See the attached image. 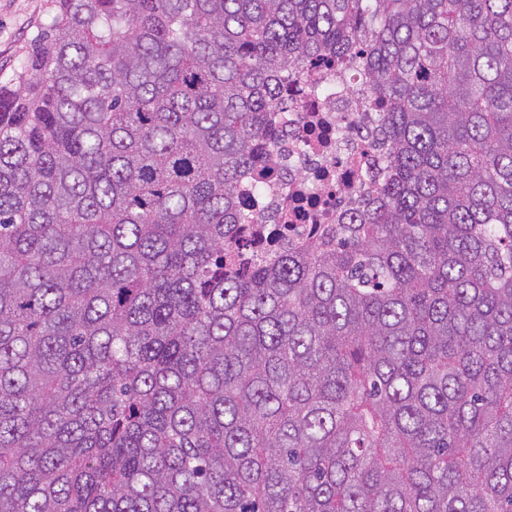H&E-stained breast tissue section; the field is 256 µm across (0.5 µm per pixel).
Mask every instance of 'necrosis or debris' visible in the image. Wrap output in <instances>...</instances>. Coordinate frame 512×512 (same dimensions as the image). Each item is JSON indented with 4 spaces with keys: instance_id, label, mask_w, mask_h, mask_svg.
<instances>
[{
    "instance_id": "4bbe7bcc",
    "label": "necrosis or debris",
    "mask_w": 512,
    "mask_h": 512,
    "mask_svg": "<svg viewBox=\"0 0 512 512\" xmlns=\"http://www.w3.org/2000/svg\"><path fill=\"white\" fill-rule=\"evenodd\" d=\"M377 107L367 85L337 63L321 64L289 87L271 118L279 132L270 173L252 179L246 236L314 235L371 183L379 158L371 130Z\"/></svg>"
}]
</instances>
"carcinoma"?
<instances>
[{"label": "carcinoma", "mask_w": 512, "mask_h": 512, "mask_svg": "<svg viewBox=\"0 0 512 512\" xmlns=\"http://www.w3.org/2000/svg\"><path fill=\"white\" fill-rule=\"evenodd\" d=\"M324 54L378 179L229 256ZM0 512H512V0H57L0 85Z\"/></svg>", "instance_id": "carcinoma-1"}]
</instances>
